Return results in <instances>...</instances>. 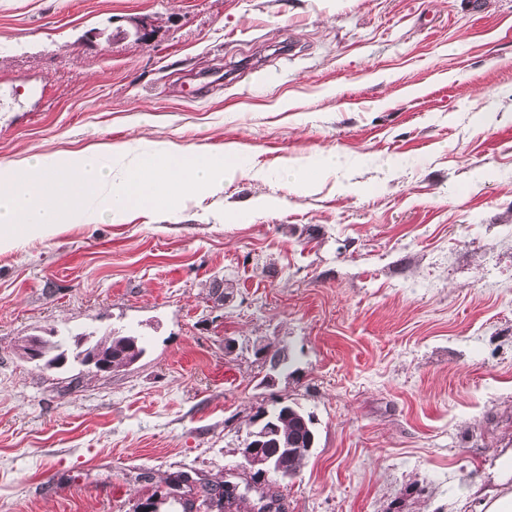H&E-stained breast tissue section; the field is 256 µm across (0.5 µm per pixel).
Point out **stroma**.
I'll return each mask as SVG.
<instances>
[{"instance_id":"35a3bbf8","label":"stroma","mask_w":512,"mask_h":512,"mask_svg":"<svg viewBox=\"0 0 512 512\" xmlns=\"http://www.w3.org/2000/svg\"><path fill=\"white\" fill-rule=\"evenodd\" d=\"M103 141L240 155L0 253V512H181L167 477L249 476L279 399L318 434L253 477L286 512H478L512 449V0H0V163ZM113 331L147 346L109 374L20 355ZM153 31L151 23L144 19H132L128 28L119 29V34L134 44H144L151 40Z\"/></svg>"}]
</instances>
